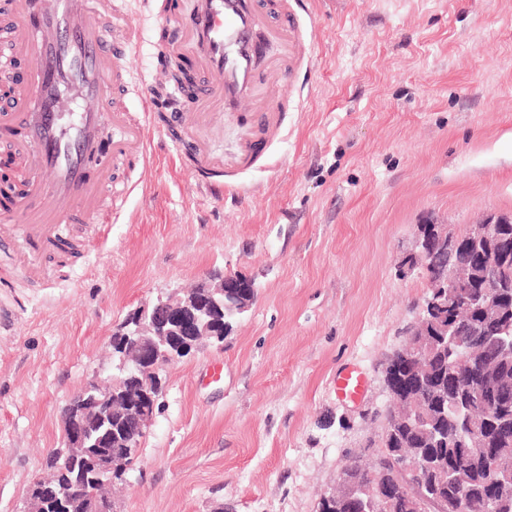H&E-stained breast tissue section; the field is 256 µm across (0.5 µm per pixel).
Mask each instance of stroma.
<instances>
[{
    "label": "stroma",
    "mask_w": 512,
    "mask_h": 512,
    "mask_svg": "<svg viewBox=\"0 0 512 512\" xmlns=\"http://www.w3.org/2000/svg\"><path fill=\"white\" fill-rule=\"evenodd\" d=\"M141 30L124 107L160 87L158 11L188 22L190 0H113ZM306 57L258 79L300 103L285 141L246 191L204 196L168 151L197 118L159 119L107 235L74 224L76 255H48L46 285L0 288V512H22L64 446L63 407L110 369L112 335L139 306L239 272L255 300L223 342H203L161 374L158 409L115 484L122 512H317L348 460L372 457L391 405L385 368L427 290L401 264L417 227L453 230L512 214V0H299ZM224 379L203 383L205 366ZM367 378L337 398L345 366Z\"/></svg>",
    "instance_id": "1"
}]
</instances>
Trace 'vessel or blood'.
Instances as JSON below:
<instances>
[{"mask_svg":"<svg viewBox=\"0 0 512 512\" xmlns=\"http://www.w3.org/2000/svg\"><path fill=\"white\" fill-rule=\"evenodd\" d=\"M298 0H193L188 29L173 28V51L193 53L202 70L191 106L205 95L221 106L249 100L256 73L264 68L266 47L275 28L288 26ZM10 25L0 38V69L15 56L33 61L26 86L0 104V120L24 128V142L16 144V166L32 176L17 209L50 197L56 218L49 224L0 227V248L11 251L13 276L32 279L42 273L38 256L67 251L72 245L69 224L86 219L100 205L120 216L125 190L112 189L100 197L91 184L86 163L90 154L111 143L113 156L127 163L149 162L156 129L152 121L154 97L150 85L140 90L138 118H128L118 103L126 88L128 51L137 45L136 25L120 24L112 0H9ZM81 100L84 112H66L64 104ZM288 100L278 97L243 116L246 134L236 152L215 161L201 148L192 151L194 176L204 194L213 198L243 190L244 174L260 167L257 133L279 140L288 124ZM366 378L347 367L336 376V394L359 399Z\"/></svg>","mask_w":512,"mask_h":512,"instance_id":"b4317fda","label":"vessel or blood"}]
</instances>
